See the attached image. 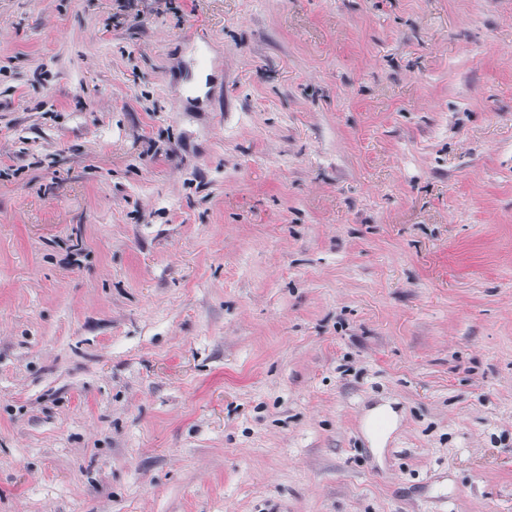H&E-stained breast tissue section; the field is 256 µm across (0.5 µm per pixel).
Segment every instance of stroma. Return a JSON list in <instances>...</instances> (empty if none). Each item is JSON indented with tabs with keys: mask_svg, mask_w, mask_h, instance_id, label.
<instances>
[{
	"mask_svg": "<svg viewBox=\"0 0 512 512\" xmlns=\"http://www.w3.org/2000/svg\"><path fill=\"white\" fill-rule=\"evenodd\" d=\"M0 512H512V0H0ZM396 426L395 412L389 406L383 405L371 410L366 417L365 433L379 447Z\"/></svg>",
	"mask_w": 512,
	"mask_h": 512,
	"instance_id": "35a3bbf8",
	"label": "stroma"
}]
</instances>
